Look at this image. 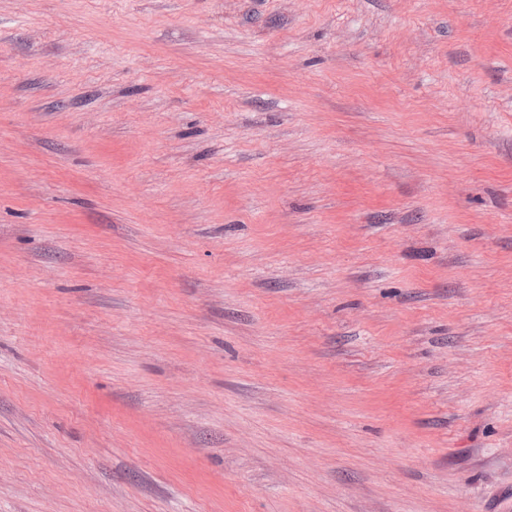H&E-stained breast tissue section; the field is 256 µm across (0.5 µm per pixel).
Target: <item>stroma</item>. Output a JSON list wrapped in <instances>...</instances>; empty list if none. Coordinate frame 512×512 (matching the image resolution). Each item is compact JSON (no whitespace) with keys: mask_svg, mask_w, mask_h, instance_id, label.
<instances>
[{"mask_svg":"<svg viewBox=\"0 0 512 512\" xmlns=\"http://www.w3.org/2000/svg\"><path fill=\"white\" fill-rule=\"evenodd\" d=\"M0 512H512V0H0Z\"/></svg>","mask_w":512,"mask_h":512,"instance_id":"35a3bbf8","label":"stroma"}]
</instances>
